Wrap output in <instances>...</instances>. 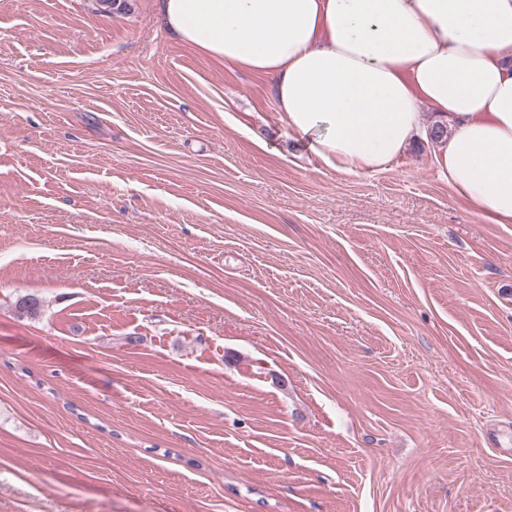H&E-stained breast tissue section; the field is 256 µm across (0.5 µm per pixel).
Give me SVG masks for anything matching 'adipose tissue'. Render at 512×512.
Instances as JSON below:
<instances>
[{"label": "adipose tissue", "instance_id": "adipose-tissue-1", "mask_svg": "<svg viewBox=\"0 0 512 512\" xmlns=\"http://www.w3.org/2000/svg\"><path fill=\"white\" fill-rule=\"evenodd\" d=\"M173 42L264 75L293 137L325 166L380 172L449 130L442 179L512 224V0H155Z\"/></svg>", "mask_w": 512, "mask_h": 512}]
</instances>
